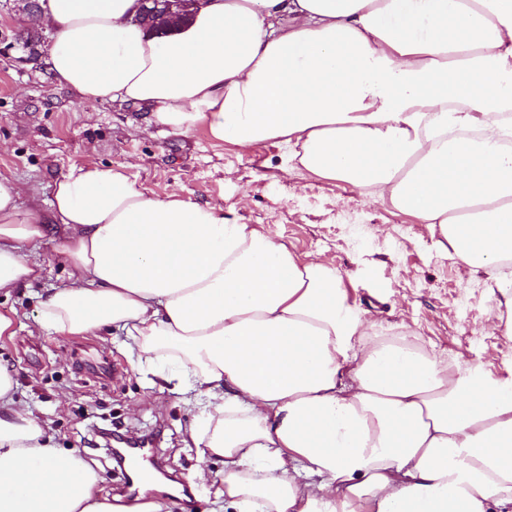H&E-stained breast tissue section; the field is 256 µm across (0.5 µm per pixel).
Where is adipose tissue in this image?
Wrapping results in <instances>:
<instances>
[{
	"label": "adipose tissue",
	"instance_id": "1",
	"mask_svg": "<svg viewBox=\"0 0 512 512\" xmlns=\"http://www.w3.org/2000/svg\"><path fill=\"white\" fill-rule=\"evenodd\" d=\"M135 0H49L50 70L90 103L247 150L273 141L309 175L415 217L500 287L512 341V0H208L157 36ZM0 177V294L38 280L30 251L70 265L39 332L124 331L174 364L198 410L187 441L222 458L235 512H512V379L480 376L348 304L324 260L126 168L59 179L50 217ZM0 364V512H172L101 494L57 448Z\"/></svg>",
	"mask_w": 512,
	"mask_h": 512
}]
</instances>
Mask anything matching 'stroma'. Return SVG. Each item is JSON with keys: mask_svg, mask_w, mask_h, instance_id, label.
Masks as SVG:
<instances>
[{"mask_svg": "<svg viewBox=\"0 0 512 512\" xmlns=\"http://www.w3.org/2000/svg\"><path fill=\"white\" fill-rule=\"evenodd\" d=\"M22 16L16 0H0V175L22 186L21 210L36 204L48 214L54 183L71 167L129 165L131 180L152 196L177 192L223 207L230 221L261 225L299 256L328 261L349 303L379 328L414 334L493 377L512 376V342L489 330L501 312L491 288L449 258L426 225L349 184L302 174L278 143L244 152L202 126L164 131L147 111L80 102L10 49ZM30 258L42 267L40 281L0 298V314L16 324L15 336L0 340V362L13 369L19 399L48 424L57 447L94 460L102 493L129 497L99 435L116 424L153 437L180 497L173 512H215L213 488L194 474L223 464L186 444L195 409L125 355L123 332L37 335L39 297L64 284L69 268L54 238Z\"/></svg>", "mask_w": 512, "mask_h": 512, "instance_id": "1", "label": "stroma"}]
</instances>
